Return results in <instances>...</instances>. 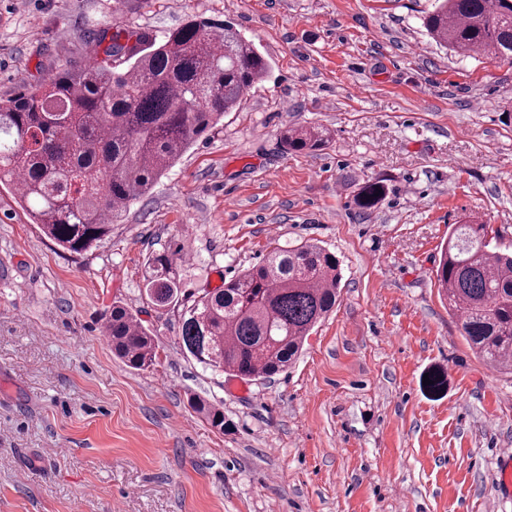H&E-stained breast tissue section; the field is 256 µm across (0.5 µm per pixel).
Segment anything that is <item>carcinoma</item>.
<instances>
[{
    "label": "carcinoma",
    "mask_w": 512,
    "mask_h": 512,
    "mask_svg": "<svg viewBox=\"0 0 512 512\" xmlns=\"http://www.w3.org/2000/svg\"><path fill=\"white\" fill-rule=\"evenodd\" d=\"M423 24L455 53L512 64V0H441ZM94 41L103 59L0 100V181L16 185L46 237L76 254L109 237L130 205L269 71L265 56L228 21L191 17L158 45L135 31L113 35L106 46L103 35ZM328 142L326 131L312 127L283 135L290 152ZM388 191L385 180H368L354 203L370 211ZM435 277L461 336L487 366L512 371V253L491 246L487 225L456 224ZM340 280L336 255L306 241L189 297L164 249L147 262L144 300L161 313L179 312L180 339L197 363L255 380L288 368L336 306ZM104 332L131 368L154 364V337L129 307L112 304ZM192 406L224 431L223 411L199 397Z\"/></svg>",
    "instance_id": "1"
}]
</instances>
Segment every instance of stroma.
<instances>
[{
    "label": "stroma",
    "instance_id": "35a3bbf8",
    "mask_svg": "<svg viewBox=\"0 0 512 512\" xmlns=\"http://www.w3.org/2000/svg\"><path fill=\"white\" fill-rule=\"evenodd\" d=\"M432 2L0 0V98L87 61L94 33L159 43L191 16L232 22L270 64L87 253L0 182V512H512V374L472 351L435 278L465 218L512 250V65L436 46ZM300 126L325 148L287 151ZM373 179L389 192L359 213ZM302 241L339 259L340 302L273 377L203 368L141 300L153 253L186 254L194 294ZM115 302L154 335L150 368L106 343ZM386 180H368L359 188L354 198V203L361 212L374 209L387 195L389 187ZM379 192L378 196L375 193Z\"/></svg>",
    "mask_w": 512,
    "mask_h": 512
}]
</instances>
